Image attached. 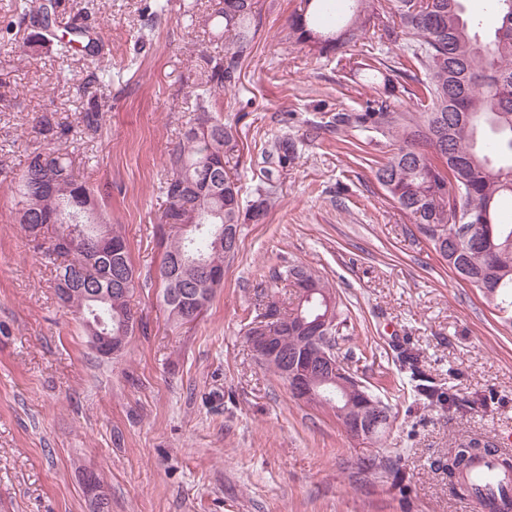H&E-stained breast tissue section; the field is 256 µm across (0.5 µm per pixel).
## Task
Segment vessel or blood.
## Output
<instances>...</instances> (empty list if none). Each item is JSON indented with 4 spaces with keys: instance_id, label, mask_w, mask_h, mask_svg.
Here are the masks:
<instances>
[{
    "instance_id": "obj_1",
    "label": "vessel or blood",
    "mask_w": 512,
    "mask_h": 512,
    "mask_svg": "<svg viewBox=\"0 0 512 512\" xmlns=\"http://www.w3.org/2000/svg\"><path fill=\"white\" fill-rule=\"evenodd\" d=\"M512 448L495 456L477 460L462 482V495L473 512H483L486 504H494L496 512H512V471L505 460Z\"/></svg>"
}]
</instances>
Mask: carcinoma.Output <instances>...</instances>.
<instances>
[{
    "label": "carcinoma",
    "mask_w": 512,
    "mask_h": 512,
    "mask_svg": "<svg viewBox=\"0 0 512 512\" xmlns=\"http://www.w3.org/2000/svg\"><path fill=\"white\" fill-rule=\"evenodd\" d=\"M340 0H300L289 19L290 35L321 55L340 59L353 47L373 40L378 46L401 43L393 58L372 55L358 66L380 81L382 89L358 108H343L325 123L327 130L351 132L368 147L385 149L375 161V178L417 232L471 287L488 283L485 296L502 311L512 308V224L500 220L504 201L512 203V0H487L497 26L478 35L480 21L466 14L464 0H393L400 20L396 29L376 17L375 0H352L349 15ZM53 0H23L19 19L32 17L42 36L57 41L68 56L92 48L87 32L74 27L63 35L52 30ZM216 25L231 39L222 56H202L206 79L194 94V122L169 150L168 175L161 189L168 206L158 225L166 238L159 268L162 300L170 316L184 324L189 309H206L222 280L207 281L200 264L224 271V260L239 249L240 226L260 221L270 205L272 186L260 184L257 200L244 209L240 187L224 157L234 148L231 128L214 115L212 90L236 85L242 62L254 47L259 24L253 0H223ZM413 100L402 109L400 97ZM15 182L16 218L31 241L55 268V292L87 336L107 332L128 344L137 327L129 294L113 285V276L135 273L126 238L106 219L95 192L75 175L65 154L34 152ZM476 226L477 239L454 233L456 224ZM54 237L41 241L44 229ZM71 237L57 250L59 234ZM102 235L123 242L118 253L99 251ZM275 282L300 281L327 301L321 314L335 320L331 348L342 336L335 289L312 267L288 264L271 272ZM301 324L285 309L267 323L281 351L300 347ZM470 463L460 448L448 456V479L455 481Z\"/></svg>",
    "instance_id": "carcinoma-1"
}]
</instances>
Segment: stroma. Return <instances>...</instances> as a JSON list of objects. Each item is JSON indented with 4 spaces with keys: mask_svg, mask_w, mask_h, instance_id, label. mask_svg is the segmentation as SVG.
Segmentation results:
<instances>
[{
    "mask_svg": "<svg viewBox=\"0 0 512 512\" xmlns=\"http://www.w3.org/2000/svg\"><path fill=\"white\" fill-rule=\"evenodd\" d=\"M57 0L58 30L86 19L95 54L62 56L55 40L0 0V169L33 151L68 154L125 234L139 282V320L124 353L99 358L60 307L55 272L15 221L0 179V512H92L82 484L103 480L112 512H465L448 481V450L482 437L512 448V322L414 230L377 183L371 162L336 146L327 113L356 108L377 86L289 36L298 0H255L259 31L236 86L215 93L237 147L229 167L242 204L255 199L265 153L276 198L242 225L224 283L197 320L176 324L157 279L155 228L167 207L165 159L193 121L201 57L224 52L220 0ZM110 79L100 124L82 122L92 75ZM67 141L38 134L42 116ZM319 270L347 308L350 371L390 411L379 440L345 433L330 406L295 402L253 356L243 326L288 263ZM462 409L419 401L401 352Z\"/></svg>",
    "mask_w": 512,
    "mask_h": 512,
    "instance_id": "35a3bbf8",
    "label": "stroma"
}]
</instances>
